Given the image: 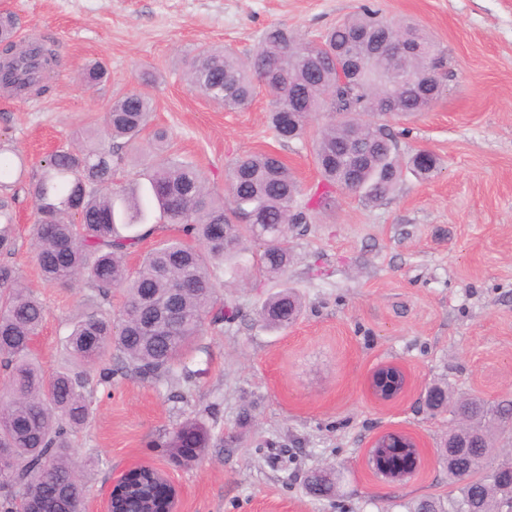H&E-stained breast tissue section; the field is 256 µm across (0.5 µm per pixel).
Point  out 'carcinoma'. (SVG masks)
Instances as JSON below:
<instances>
[{"instance_id": "obj_1", "label": "carcinoma", "mask_w": 512, "mask_h": 512, "mask_svg": "<svg viewBox=\"0 0 512 512\" xmlns=\"http://www.w3.org/2000/svg\"><path fill=\"white\" fill-rule=\"evenodd\" d=\"M420 51H387L386 34ZM435 43L413 25L397 26L368 4L326 32L317 48L301 42L284 27L265 31L251 56L230 48L201 47L188 65L190 84L227 111L250 105L262 87L269 101V121L280 132L283 113H292V138L300 139L319 113L331 115L315 138L320 174L318 191L301 203V188L288 165L271 152L248 153L228 165V194L210 190L197 166L169 153L164 129L151 133L160 156L149 178L151 203L165 224L182 236L168 239L146 253L135 272L128 258L147 236L141 226L148 213L133 186L113 187L125 144L140 138L148 126L153 98L132 92L112 99L101 128L86 133V143L53 152L34 177L31 227L34 259L48 285L83 283L88 289L82 307L64 340L66 363L45 375L31 351L44 316L39 299L12 267L0 263V367L7 371L0 387V448L14 468L0 474V512H82L84 468L73 461L70 436L92 413L87 368L99 370L109 383L119 370L160 382L181 372L182 363L200 336L204 318L217 303L221 287L217 272L235 277L253 268L282 277L291 259L288 232L306 224L309 213L327 207L336 189L345 187L377 203L389 197L407 172L426 179L437 171L431 153L409 159L397 151L377 150L359 166L350 165L345 146L350 140L374 142L391 129L371 121L383 113L425 111L440 89L429 80ZM0 85L24 97L50 90L47 75L60 67L55 41L42 37L17 39V23L9 12L0 17ZM358 63L350 86L336 82L338 67ZM108 79L99 63L80 72L81 82L97 88ZM369 120H364V117ZM12 160L0 147V256L15 250L14 214L20 187L11 180ZM259 246L245 258L246 242ZM122 295L120 317L107 306L112 292ZM175 308L170 322L154 321L157 311ZM301 303L284 286L259 309V321L270 330L293 324ZM121 365L112 367V352ZM429 408L457 417L439 449L448 466V483L459 496L451 504L423 497L404 504L405 512H504L509 503L512 458L497 461L496 437L512 433L508 415L512 401L490 403L480 396L453 398L448 388L432 387ZM209 445L205 427L187 420L170 439L169 461L185 467L199 460ZM340 474L320 467L308 475L312 493L336 494Z\"/></svg>"}]
</instances>
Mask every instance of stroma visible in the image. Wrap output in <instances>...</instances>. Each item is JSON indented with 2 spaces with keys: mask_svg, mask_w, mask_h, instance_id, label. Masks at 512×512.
Segmentation results:
<instances>
[{
  "mask_svg": "<svg viewBox=\"0 0 512 512\" xmlns=\"http://www.w3.org/2000/svg\"><path fill=\"white\" fill-rule=\"evenodd\" d=\"M362 2L0 0V12L20 20L19 40L52 36L64 58L46 95L0 89V146L11 151L14 178L26 187L55 149L101 127L113 97L146 90L151 126L168 131L170 152L194 161L215 192H225L234 157L257 151L278 153L310 189L319 179L312 137L277 140L262 90L248 108L224 110L189 85L187 61L201 46L249 55L272 26L316 41ZM376 3L386 20L416 24L447 57L451 74L431 107L389 121L400 153L429 151L438 171L406 175L377 204L337 191L291 233L282 280L225 278L220 302L236 317L206 329L187 355L192 379L174 388L130 372L108 384L91 379L92 415L71 438L77 461L96 462L84 512H100L101 488L136 462L169 469L183 490L179 512H403V502L454 495L437 455L451 416L427 408V389L512 400V0ZM94 61L110 80L89 89L79 72ZM146 72L153 84L143 82ZM125 155L116 182H146L156 160L148 139ZM32 221L25 191L16 249L4 261L46 308L34 356L49 375L86 290L43 284ZM284 284L300 296L301 315L288 329H266L258 311ZM383 362L403 365L410 379L387 405L365 388ZM190 419L204 424L209 446L195 463L170 468L165 444ZM387 428L417 436L426 458L417 475L392 485L365 465L373 437ZM325 464L342 476L331 498L306 489L309 472Z\"/></svg>",
  "mask_w": 512,
  "mask_h": 512,
  "instance_id": "35a3bbf8",
  "label": "stroma"
}]
</instances>
